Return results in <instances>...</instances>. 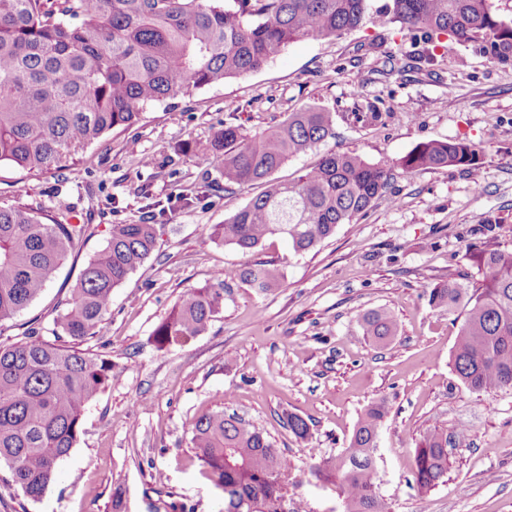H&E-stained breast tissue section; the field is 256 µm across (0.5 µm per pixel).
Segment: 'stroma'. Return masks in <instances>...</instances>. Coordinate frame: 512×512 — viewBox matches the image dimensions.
Returning <instances> with one entry per match:
<instances>
[{"instance_id": "35a3bbf8", "label": "stroma", "mask_w": 512, "mask_h": 512, "mask_svg": "<svg viewBox=\"0 0 512 512\" xmlns=\"http://www.w3.org/2000/svg\"><path fill=\"white\" fill-rule=\"evenodd\" d=\"M421 32L372 25L337 38L301 41L261 70L144 109L54 174L0 162V199L68 211L91 234L41 296L0 324L10 342L31 319L51 322L80 269L115 224L165 208L156 247L112 290L98 336L86 343L111 358L116 376L88 404L82 432L43 497L31 500L0 472V512H112L122 486L128 512H224V493L192 443V424L213 411L262 430L294 473L287 497L300 512H345L334 485L311 468L345 448L372 402L386 400L375 454L379 492L391 512H512V390L472 392L449 364L465 318L429 305L448 281L481 279L474 258L512 251V67L473 46L436 65ZM314 105L333 115V134L292 157L273 178L291 182L327 152L385 164L382 197L316 248L296 255L285 241L243 253L214 241L264 183L225 191L221 167L198 166L225 125L254 135ZM428 141H465L484 151L478 171L402 169ZM249 260L271 261L284 284L255 294L235 278ZM224 276V307L208 331L157 349L151 335L189 289ZM389 310L390 342L366 334V313ZM310 427L297 438L286 417ZM450 438L448 474L427 492L411 486L414 448L431 425Z\"/></svg>"}]
</instances>
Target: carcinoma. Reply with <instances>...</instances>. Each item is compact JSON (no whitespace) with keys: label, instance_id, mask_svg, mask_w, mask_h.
<instances>
[{"label":"carcinoma","instance_id":"1","mask_svg":"<svg viewBox=\"0 0 512 512\" xmlns=\"http://www.w3.org/2000/svg\"><path fill=\"white\" fill-rule=\"evenodd\" d=\"M398 23L421 31L433 50L425 62L451 57L471 43L489 59L512 65V26L489 0H0V162L48 173L76 160L104 134L126 129L147 106L262 69L289 44L339 37L365 24ZM333 135V116L307 106L273 128L248 135L224 126V190L268 187L225 224L214 240L251 252L279 238L302 254L350 224L385 189L388 171L352 153L329 152L293 182L271 175ZM481 150L465 141L427 142L402 161L405 170L465 166ZM0 200V323L15 318L44 290L83 242L87 224ZM157 225L114 224L105 247L84 267L65 308L48 328L32 321L21 339L0 344V467L32 500L52 482L77 442L85 406L112 382V359L62 344L98 335L112 288L152 253ZM479 284L448 282L428 292L436 308L469 306L450 356L459 381L474 392L512 389V252L479 254ZM234 276L260 294L284 284L278 265L246 262ZM224 304V275L190 289L153 332L159 349L207 331ZM367 333L378 343L398 333L388 310L371 312ZM50 331L52 337L43 335ZM385 402L369 405L344 450L312 466L336 485L345 512H389L375 465ZM192 442L224 512H284L292 472L272 441L224 411L199 417ZM448 474V433L434 425L414 449L412 481L430 490Z\"/></svg>","mask_w":512,"mask_h":512}]
</instances>
